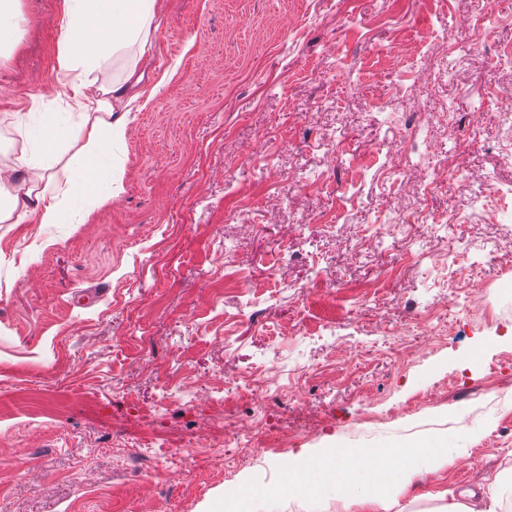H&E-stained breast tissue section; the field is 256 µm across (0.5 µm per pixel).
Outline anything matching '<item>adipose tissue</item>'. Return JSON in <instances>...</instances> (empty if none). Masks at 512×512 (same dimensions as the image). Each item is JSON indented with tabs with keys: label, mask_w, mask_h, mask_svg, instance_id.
<instances>
[{
	"label": "adipose tissue",
	"mask_w": 512,
	"mask_h": 512,
	"mask_svg": "<svg viewBox=\"0 0 512 512\" xmlns=\"http://www.w3.org/2000/svg\"><path fill=\"white\" fill-rule=\"evenodd\" d=\"M157 0H61L56 24L61 33L55 89L67 100L63 112L16 126V161L0 168L1 224H82L91 211L122 192L113 146L126 135L119 115L121 87L98 83L95 74L126 39L147 42ZM62 174H53L56 163ZM371 460L367 448L325 449L320 476L336 485L345 512H393L423 472L452 465L447 449L427 452L425 467L401 468L386 492L357 491L344 462Z\"/></svg>",
	"instance_id": "obj_1"
}]
</instances>
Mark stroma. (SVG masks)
Wrapping results in <instances>:
<instances>
[{
  "instance_id": "obj_1",
  "label": "stroma",
  "mask_w": 512,
  "mask_h": 512,
  "mask_svg": "<svg viewBox=\"0 0 512 512\" xmlns=\"http://www.w3.org/2000/svg\"><path fill=\"white\" fill-rule=\"evenodd\" d=\"M59 4L19 2L1 164L16 120L61 107ZM446 29L486 46L435 86ZM509 44L512 0H161L148 49L97 74L142 77L120 197L83 224L0 223V512H344L331 486L267 494L336 447L444 441L454 464L400 512L512 471ZM398 87L431 142L404 136ZM417 206L434 223L393 222Z\"/></svg>"
}]
</instances>
